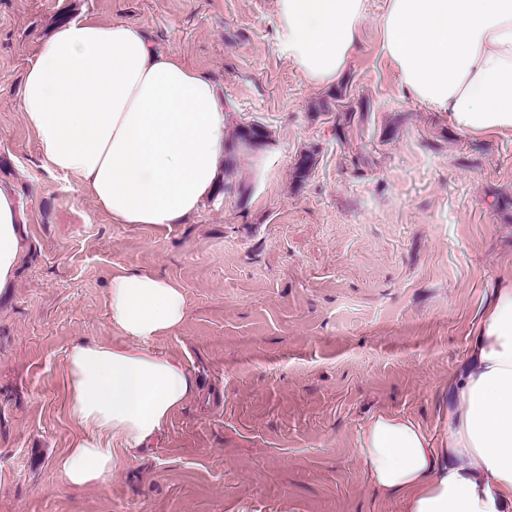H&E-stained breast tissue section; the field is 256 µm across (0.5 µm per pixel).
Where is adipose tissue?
I'll return each instance as SVG.
<instances>
[{"label": "adipose tissue", "instance_id": "adipose-tissue-1", "mask_svg": "<svg viewBox=\"0 0 512 512\" xmlns=\"http://www.w3.org/2000/svg\"><path fill=\"white\" fill-rule=\"evenodd\" d=\"M367 0H277L282 51L316 87L344 74ZM383 48L413 99L467 134L512 135V0H388ZM27 128L54 170L116 224H180L217 190L226 111L214 85L139 26L88 17L58 24L29 66L20 99ZM19 204L0 188V291L23 252ZM121 345L79 341L67 352L68 412L79 428L56 460L70 487L106 486L123 456L157 436L193 389L177 359L151 341L180 324V286L146 272L112 278ZM464 370L448 386L457 408L436 445L414 422L387 415L362 430L368 485L406 512H512V272L471 329Z\"/></svg>", "mask_w": 512, "mask_h": 512}]
</instances>
